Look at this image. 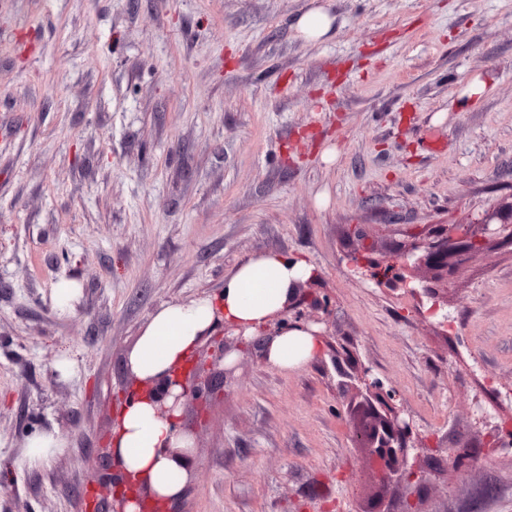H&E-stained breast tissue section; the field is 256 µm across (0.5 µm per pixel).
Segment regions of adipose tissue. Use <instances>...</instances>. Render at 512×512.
<instances>
[{
  "mask_svg": "<svg viewBox=\"0 0 512 512\" xmlns=\"http://www.w3.org/2000/svg\"><path fill=\"white\" fill-rule=\"evenodd\" d=\"M314 271L306 260L269 251L242 262L215 296L162 305L142 331L127 365L140 379L172 372L211 332L217 319L238 325L246 339H254L269 317L281 310L293 281L308 279ZM320 343L302 329L281 330L262 353L267 365L295 369L314 361ZM114 466L128 477L145 479L161 500L178 498L184 487L169 449H192L190 439L178 434L175 421L159 417L147 399L123 405L112 429Z\"/></svg>",
  "mask_w": 512,
  "mask_h": 512,
  "instance_id": "1",
  "label": "adipose tissue"
}]
</instances>
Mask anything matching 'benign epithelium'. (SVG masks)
Here are the masks:
<instances>
[{"instance_id":"1","label":"benign epithelium","mask_w":512,"mask_h":512,"mask_svg":"<svg viewBox=\"0 0 512 512\" xmlns=\"http://www.w3.org/2000/svg\"><path fill=\"white\" fill-rule=\"evenodd\" d=\"M447 224H432L402 240L393 239L386 244L380 257L376 251L365 253L355 249L346 255L348 265L377 283L394 287H409L420 282L422 293L432 301L430 314L441 317L448 323V300H439V291L457 282L469 269L477 256L490 250L512 254V195L508 201L500 202L464 223V229L451 233ZM309 278L293 284L288 303L277 312L276 330L267 332L266 323L261 336L266 341L274 339L283 326L307 330L322 343H327L330 312L325 316L306 315V292L313 285ZM237 329L229 324L224 327L226 335L209 339L206 356L191 362L187 374L170 378L159 377L144 382L142 392L161 414L187 404L195 408L197 418L204 419L215 396L224 391V378L229 369L224 366L227 354L247 345L244 334L228 337L227 333ZM335 365L336 389L352 392L347 410L356 420L353 440L361 448L364 464L370 478L377 487L376 498L380 508L375 512H394L388 493L393 487L419 488L426 478L421 464V449L424 444L416 434L413 422L396 407L397 393L384 388L383 384L370 378V371L352 362V352L346 343L337 342L327 347ZM481 448L474 442L449 449L448 455L435 460L445 468L463 470L470 467L479 456ZM112 503L99 506L97 497H92L91 512H126L129 497L142 504L153 497L143 481H128L124 490L116 492L107 487Z\"/></svg>"}]
</instances>
